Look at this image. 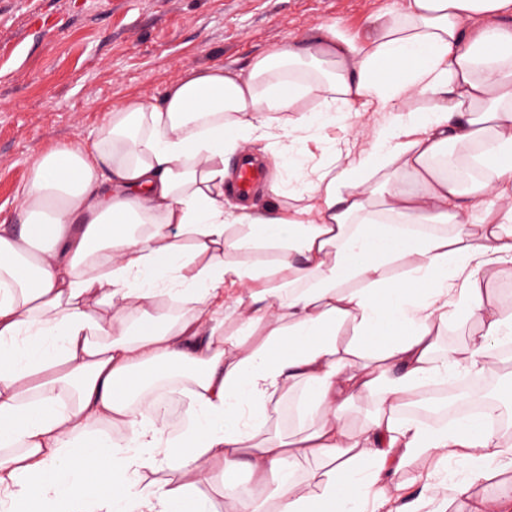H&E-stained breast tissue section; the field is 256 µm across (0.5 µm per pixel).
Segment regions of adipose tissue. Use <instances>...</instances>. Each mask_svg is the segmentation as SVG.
I'll list each match as a JSON object with an SVG mask.
<instances>
[{"label": "adipose tissue", "mask_w": 512, "mask_h": 512, "mask_svg": "<svg viewBox=\"0 0 512 512\" xmlns=\"http://www.w3.org/2000/svg\"><path fill=\"white\" fill-rule=\"evenodd\" d=\"M365 28L323 25L248 73L214 65L160 102L106 105L91 142L41 157L20 223L0 224V512H363L418 457L512 465L484 422L401 416L512 344V297L482 284L512 264V0H398ZM414 96L434 109H408ZM340 112L395 120L356 161L296 166L302 208L225 204L243 142ZM260 248L282 257L239 260ZM458 319L480 326L462 359L438 352ZM162 376L185 381L177 433L144 395ZM290 396L293 441L269 427ZM361 398L374 413L354 434ZM217 464L218 508L188 479Z\"/></svg>", "instance_id": "1"}]
</instances>
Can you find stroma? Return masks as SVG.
Listing matches in <instances>:
<instances>
[{
    "mask_svg": "<svg viewBox=\"0 0 512 512\" xmlns=\"http://www.w3.org/2000/svg\"><path fill=\"white\" fill-rule=\"evenodd\" d=\"M396 0H0V217L14 214L19 194L42 154L92 138L103 106L133 98L159 99L193 71L224 65L248 72L258 56L307 39L322 24L361 37L371 15ZM387 112H364L353 125L336 123L303 141L281 129L242 151L265 155L283 196L257 190L259 205L296 204L291 170L326 160L327 143L350 160L367 147ZM439 464L418 458L396 476L401 512H475L512 484V469L474 479L447 462L465 494L449 501L426 496L424 483Z\"/></svg>",
    "mask_w": 512,
    "mask_h": 512,
    "instance_id": "35a3bbf8",
    "label": "stroma"
}]
</instances>
